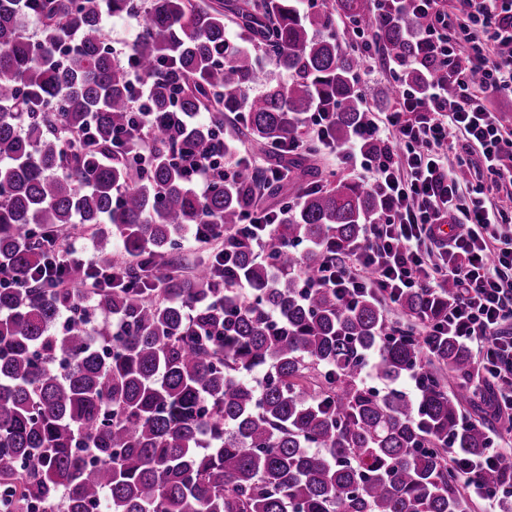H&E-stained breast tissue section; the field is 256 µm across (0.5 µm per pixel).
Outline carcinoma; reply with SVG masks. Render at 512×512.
Wrapping results in <instances>:
<instances>
[{"label":"carcinoma","mask_w":512,"mask_h":512,"mask_svg":"<svg viewBox=\"0 0 512 512\" xmlns=\"http://www.w3.org/2000/svg\"><path fill=\"white\" fill-rule=\"evenodd\" d=\"M13 2L0 0V273L13 280L0 288V512H469L448 449L491 448L484 422L462 416L484 392L456 337L422 335L448 319L452 285L402 295L403 326L369 297L346 309L317 285L324 255L386 213L370 185L316 165L324 140L345 145L370 122L377 96L359 89L363 58L343 50L336 20L372 31L408 85L445 80L416 64L427 20L408 7L382 20L372 0H26L33 39ZM123 13L141 25L130 65L148 84L155 149L110 160L131 92L103 31ZM263 55L288 82L254 93ZM186 112L209 117L187 124ZM309 112L328 113L325 131L309 133ZM226 113L299 183L261 262L241 219L281 186L244 164L200 195L171 159L229 151ZM90 117L92 153L66 139ZM76 224L110 225L95 251L126 258L117 286L89 299L31 277L47 240ZM196 230L234 264L169 275ZM409 376L413 398L367 384Z\"/></svg>","instance_id":"cac0c4a2"}]
</instances>
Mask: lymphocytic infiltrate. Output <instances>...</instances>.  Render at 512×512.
Returning <instances> with one entry per match:
<instances>
[{"instance_id":"f902f5d3","label":"lymphocytic infiltrate","mask_w":512,"mask_h":512,"mask_svg":"<svg viewBox=\"0 0 512 512\" xmlns=\"http://www.w3.org/2000/svg\"><path fill=\"white\" fill-rule=\"evenodd\" d=\"M414 15L427 18L419 48L427 63L447 70V81L428 80L418 89L401 85L395 107L384 124L361 128L358 139L395 137L398 150L375 157L342 149V156L372 174V185L387 204L385 221L370 224L354 251L325 259L318 282L336 290L344 304L367 293L396 303L415 288L452 283L448 321L429 328L432 336H455L472 352L477 380L495 388L498 408L512 411V234L505 230L512 215L485 202L486 188L512 190V139L485 95L512 96V0H459L448 13L443 0H411ZM463 40L451 42L448 27ZM480 148L484 169L479 182L463 191L454 169L443 162L451 131ZM247 155L233 153L184 158L188 183L206 193L219 168L238 167ZM55 257L37 265V278L50 288H69L92 296L100 286L98 263L87 259L89 273L68 275L75 250L67 238L54 237ZM458 466L468 494L495 502L497 489L481 481L484 471H512V437L501 440L487 456L469 459L449 454Z\"/></svg>"}]
</instances>
